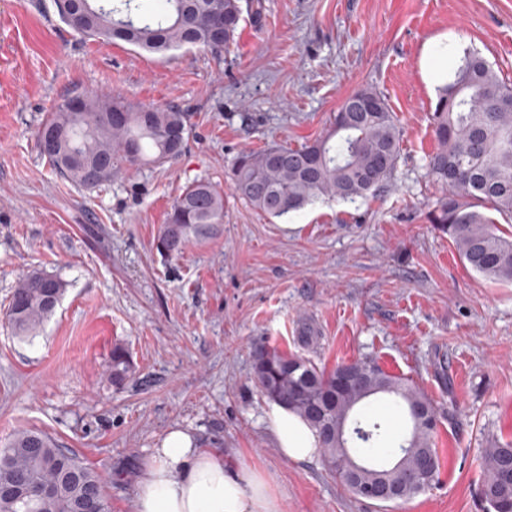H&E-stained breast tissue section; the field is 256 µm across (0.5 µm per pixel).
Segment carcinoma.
Instances as JSON below:
<instances>
[{"label":"carcinoma","instance_id":"1","mask_svg":"<svg viewBox=\"0 0 512 512\" xmlns=\"http://www.w3.org/2000/svg\"><path fill=\"white\" fill-rule=\"evenodd\" d=\"M61 19L78 35L104 42L122 40L157 54L184 47L210 50L233 43L243 19L241 0H55ZM512 96V83L501 79L484 58L467 50L437 96L432 113L437 141L426 170L444 189L432 211V223L448 234L460 258L480 276L512 283V232L500 229L489 212L512 216V107L499 96ZM81 109L65 98L37 133L41 155L74 185L93 189L125 170L161 165L178 157L192 130L189 114L175 106L145 107L121 95L82 94ZM286 159L274 163L271 155ZM400 153V129L384 97L372 88L347 96L330 118L327 132L300 147L272 145L244 150L236 157L230 180L234 191L255 208L283 217L322 198L354 200L385 187ZM224 223V194L211 182L197 180L176 199L156 248L178 255L185 245L215 235ZM68 283L39 269L22 276L13 289L7 317L15 334L31 337L54 313ZM127 351L112 348V382L130 372ZM256 387L313 428L330 473L342 476L356 465L380 466L369 458L386 429L363 413L381 398L405 429L389 450L387 463H401L404 475L396 500L430 487L440 460L434 448L440 411L408 379L361 358L326 372L303 357L260 347L254 356ZM429 468L418 474L420 456ZM512 441L483 449L481 498L486 512H512ZM16 478L25 495H0V512H78L89 494L102 495V476L68 448L30 430L15 433L0 451V485Z\"/></svg>","mask_w":512,"mask_h":512}]
</instances>
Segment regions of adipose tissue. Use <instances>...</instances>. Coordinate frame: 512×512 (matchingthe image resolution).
Masks as SVG:
<instances>
[{
	"label": "adipose tissue",
	"instance_id": "obj_1",
	"mask_svg": "<svg viewBox=\"0 0 512 512\" xmlns=\"http://www.w3.org/2000/svg\"><path fill=\"white\" fill-rule=\"evenodd\" d=\"M269 422L283 455L313 458L315 431L276 405ZM137 512H273L268 477L242 463L228 465L215 449L199 447L184 430L170 431L151 449L138 479Z\"/></svg>",
	"mask_w": 512,
	"mask_h": 512
}]
</instances>
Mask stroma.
Instances as JSON below:
<instances>
[{
    "label": "stroma",
    "mask_w": 512,
    "mask_h": 512,
    "mask_svg": "<svg viewBox=\"0 0 512 512\" xmlns=\"http://www.w3.org/2000/svg\"><path fill=\"white\" fill-rule=\"evenodd\" d=\"M229 50L167 57L80 37L54 0H0V449L41 432L105 478L106 512H136L149 450L171 430L269 478L276 512H485L483 448L512 440V284L484 279L430 222L441 188L426 176L437 89L434 40L456 68L478 51L512 82V0H261ZM373 88L400 128L387 186L276 218L228 178L242 150L301 146L343 100ZM112 93L192 115L182 154L87 190L60 177L36 133L77 93ZM224 195L221 232L160 253L158 233L196 180ZM33 269L68 288L33 338L5 313ZM132 372L113 384V346ZM328 369L369 356L455 409L435 438L439 481L379 505L321 457H283L271 404L253 380L257 348Z\"/></svg>",
    "instance_id": "stroma-1"
}]
</instances>
